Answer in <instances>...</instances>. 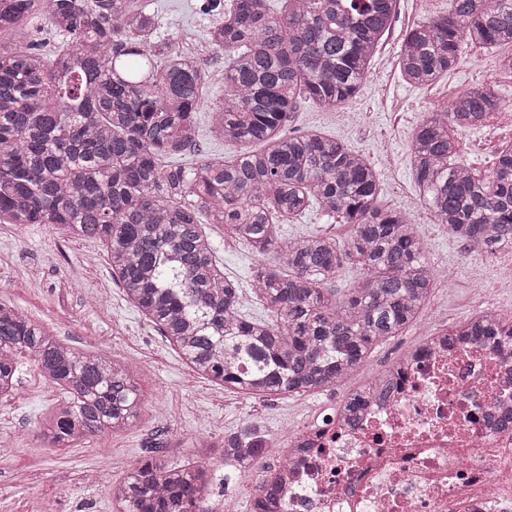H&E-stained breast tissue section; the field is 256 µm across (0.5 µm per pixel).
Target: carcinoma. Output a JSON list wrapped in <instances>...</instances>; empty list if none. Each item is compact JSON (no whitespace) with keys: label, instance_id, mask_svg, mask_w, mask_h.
I'll list each match as a JSON object with an SVG mask.
<instances>
[{"label":"carcinoma","instance_id":"cac0c4a2","mask_svg":"<svg viewBox=\"0 0 512 512\" xmlns=\"http://www.w3.org/2000/svg\"><path fill=\"white\" fill-rule=\"evenodd\" d=\"M204 0L223 17L210 32L224 55V102L212 130L257 144L232 159L188 169L162 159L186 153L207 70L152 40L156 19L133 0H6L0 6V224H51L74 239L102 240L112 277L200 376L249 397L336 388L372 350L416 324L435 286L406 213L380 206L369 160L317 132L285 135L301 100L334 109L359 90L396 14L398 0ZM40 18L62 36L49 58L35 52L27 24ZM512 46V0H450L448 14L408 30L398 55L404 80L440 81L462 45ZM507 103L487 83L429 113L412 137L421 200L448 234L489 256L512 248V145L486 179L461 161L448 126ZM317 208L351 227L345 248L320 233L278 236V223ZM261 257L252 275L273 319L242 312L239 283L224 275L200 216ZM360 277L344 292L324 284L344 263ZM486 345L512 337L493 311L448 337ZM64 390L65 403L40 426L46 448H69L133 424L143 398L130 370L62 343L22 311L0 303V396L18 385L17 360ZM389 371L351 391L353 418L381 392ZM246 426L224 436L227 467L270 449ZM207 453L172 466L142 460L109 493L115 512H206ZM277 494L261 483L253 512Z\"/></svg>","mask_w":512,"mask_h":512}]
</instances>
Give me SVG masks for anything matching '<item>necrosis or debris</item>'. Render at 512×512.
<instances>
[{
    "label": "necrosis or debris",
    "instance_id": "obj_1",
    "mask_svg": "<svg viewBox=\"0 0 512 512\" xmlns=\"http://www.w3.org/2000/svg\"><path fill=\"white\" fill-rule=\"evenodd\" d=\"M512 341L436 335L355 419L329 406L278 446L277 512H512Z\"/></svg>",
    "mask_w": 512,
    "mask_h": 512
}]
</instances>
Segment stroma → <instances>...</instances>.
I'll return each mask as SVG.
<instances>
[{
	"label": "stroma",
	"mask_w": 512,
	"mask_h": 512,
	"mask_svg": "<svg viewBox=\"0 0 512 512\" xmlns=\"http://www.w3.org/2000/svg\"><path fill=\"white\" fill-rule=\"evenodd\" d=\"M203 0H140L156 15L157 36L165 44L189 37L201 44L213 23L201 9ZM449 0H432L423 11L418 0H399L387 38L378 47L357 95L344 107L327 109L303 100L286 133L316 131L339 139L363 153L380 182L379 201L387 208L417 211L419 191L411 170V139L429 112L448 106L452 95L476 83L497 85L512 103V75L493 70V53L478 45L464 47L455 67L434 88L405 82L394 63L407 30L447 13ZM211 73L206 105L197 114V145L179 157L190 167L205 158H231L239 144L224 141L212 130L211 110L224 99V58L209 56ZM460 157L481 176L494 167L502 148L512 144V130L491 127L454 131ZM224 273L239 282L247 314L269 318L254 294L252 271L259 259L249 246L225 233L223 225L202 216ZM424 258L436 273L430 302L421 321L377 347L367 365L344 387L305 395H271L255 399L211 383L195 374L125 298L113 280L106 249L97 241L63 237L48 224H0V301L19 308L71 347L107 356L128 365L144 396L132 426L90 437L72 448L42 447L38 428L64 400L62 390L45 381L32 362L20 364L16 392L0 398V438L11 439L14 454L0 463V512H39L53 504L58 512H111L110 487L119 485L137 463L152 456L158 430H169L172 446L167 463L196 460L199 437L221 441L225 434L249 424L282 440L338 397L367 384L404 347L450 327L473 314L467 272L474 259L464 244L442 225L417 221ZM283 236L324 233L345 241L347 225L313 209L280 224ZM214 486L236 501L241 512L250 505L261 482V466L232 469L222 458L212 464Z\"/></svg>",
	"instance_id": "obj_1"
}]
</instances>
